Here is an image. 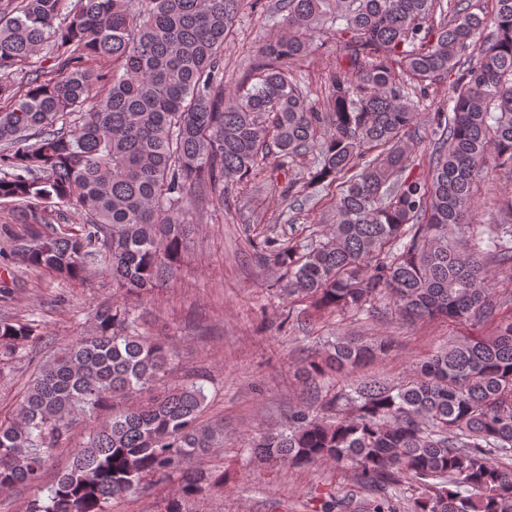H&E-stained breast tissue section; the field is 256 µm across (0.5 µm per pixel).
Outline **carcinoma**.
I'll return each mask as SVG.
<instances>
[{
	"instance_id": "carcinoma-1",
	"label": "carcinoma",
	"mask_w": 512,
	"mask_h": 512,
	"mask_svg": "<svg viewBox=\"0 0 512 512\" xmlns=\"http://www.w3.org/2000/svg\"><path fill=\"white\" fill-rule=\"evenodd\" d=\"M240 0H0V200L46 224L63 204L82 233L23 229L10 253L64 279L97 256L112 287L143 300L172 281L193 197L224 207L225 180L269 157L313 155L303 187L342 182L325 240L267 245L282 291L323 312L495 325L462 336L399 387L367 379L337 392L328 416L300 410L248 452L283 467L334 464L375 489L371 512H512V224H474V180L493 159L512 171V0L490 15L465 0H280L285 31L251 63L257 82L224 86V42ZM336 25L342 44L326 102L292 67ZM112 60V69L92 65ZM449 82L433 113L428 167L409 172L420 101L409 88ZM0 319V375L38 336ZM384 343L343 336L304 368L333 380ZM170 343L140 331L127 304L96 309L93 331L44 364L13 420L0 421V489L35 484L58 448L70 467L27 512H107L147 478H178L165 512L224 483L187 464L220 432L198 423L196 379L150 391ZM108 417L73 445L77 417Z\"/></svg>"
}]
</instances>
